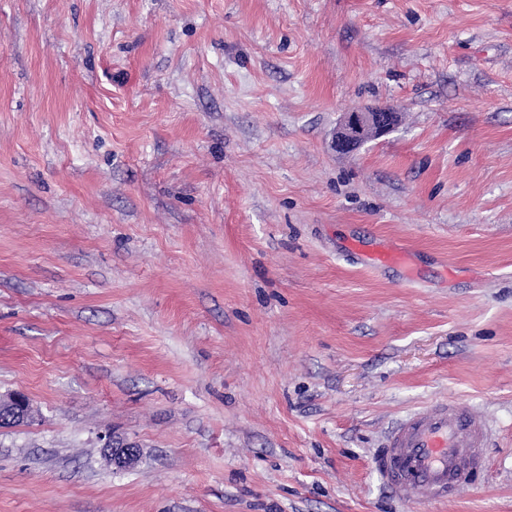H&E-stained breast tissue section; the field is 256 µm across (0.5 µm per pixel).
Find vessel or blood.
Segmentation results:
<instances>
[{"label": "vessel or blood", "instance_id": "vessel-or-blood-1", "mask_svg": "<svg viewBox=\"0 0 512 512\" xmlns=\"http://www.w3.org/2000/svg\"><path fill=\"white\" fill-rule=\"evenodd\" d=\"M487 439L488 427L468 400H438L391 427L374 467L401 496L446 501L481 472Z\"/></svg>", "mask_w": 512, "mask_h": 512}]
</instances>
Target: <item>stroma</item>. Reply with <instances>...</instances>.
Here are the masks:
<instances>
[{
  "label": "stroma",
  "instance_id": "stroma-1",
  "mask_svg": "<svg viewBox=\"0 0 512 512\" xmlns=\"http://www.w3.org/2000/svg\"><path fill=\"white\" fill-rule=\"evenodd\" d=\"M17 390L0 512H512V0H0ZM448 398L486 466L399 499L374 454ZM398 121L399 113L389 107L346 112L339 120L332 143L336 151L352 153L367 142L392 132ZM100 440L104 441L102 448L107 449L112 459V465L116 469L126 470L138 463L140 451L135 444L115 439L111 434L104 435Z\"/></svg>",
  "mask_w": 512,
  "mask_h": 512
}]
</instances>
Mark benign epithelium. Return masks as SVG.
Returning <instances> with one entry per match:
<instances>
[{
	"label": "benign epithelium",
	"mask_w": 512,
	"mask_h": 512,
	"mask_svg": "<svg viewBox=\"0 0 512 512\" xmlns=\"http://www.w3.org/2000/svg\"><path fill=\"white\" fill-rule=\"evenodd\" d=\"M399 121V113L389 107H369L361 111L345 112L336 127L333 145L336 151L352 153L367 142L392 132ZM30 412L29 400L22 392L0 398V427L13 425ZM112 465L118 470L134 467L140 458L138 446L105 435L101 437Z\"/></svg>",
	"instance_id": "obj_1"
}]
</instances>
